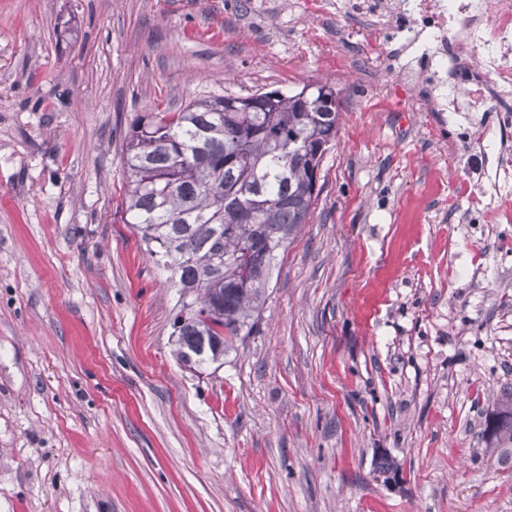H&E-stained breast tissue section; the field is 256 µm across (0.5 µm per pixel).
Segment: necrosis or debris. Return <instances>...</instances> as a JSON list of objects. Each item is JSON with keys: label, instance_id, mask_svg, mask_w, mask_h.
I'll return each mask as SVG.
<instances>
[{"label": "necrosis or debris", "instance_id": "obj_1", "mask_svg": "<svg viewBox=\"0 0 512 512\" xmlns=\"http://www.w3.org/2000/svg\"><path fill=\"white\" fill-rule=\"evenodd\" d=\"M317 11L397 41L390 71L416 111L512 112V0H317Z\"/></svg>", "mask_w": 512, "mask_h": 512}]
</instances>
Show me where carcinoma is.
<instances>
[{
    "mask_svg": "<svg viewBox=\"0 0 512 512\" xmlns=\"http://www.w3.org/2000/svg\"><path fill=\"white\" fill-rule=\"evenodd\" d=\"M329 84L273 99L213 96L172 111L155 107L132 126L123 165L127 223L172 272L180 308L174 356L223 365L251 333L269 296L274 261L308 223L340 111ZM492 439L512 447V389Z\"/></svg>",
    "mask_w": 512,
    "mask_h": 512,
    "instance_id": "cac0c4a2",
    "label": "carcinoma"
}]
</instances>
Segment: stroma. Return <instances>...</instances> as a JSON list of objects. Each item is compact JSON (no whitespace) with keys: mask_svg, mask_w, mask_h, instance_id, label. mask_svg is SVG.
Returning <instances> with one entry per match:
<instances>
[{"mask_svg":"<svg viewBox=\"0 0 512 512\" xmlns=\"http://www.w3.org/2000/svg\"><path fill=\"white\" fill-rule=\"evenodd\" d=\"M315 0H0V512H512V191L500 113L411 108ZM330 83L338 134L261 317L172 354L179 290L122 206L125 140ZM400 463L384 481L380 456ZM496 416L499 417L493 430V436L496 442V448L512 447V389L503 392V398L500 400Z\"/></svg>","mask_w":512,"mask_h":512,"instance_id":"stroma-1","label":"stroma"}]
</instances>
